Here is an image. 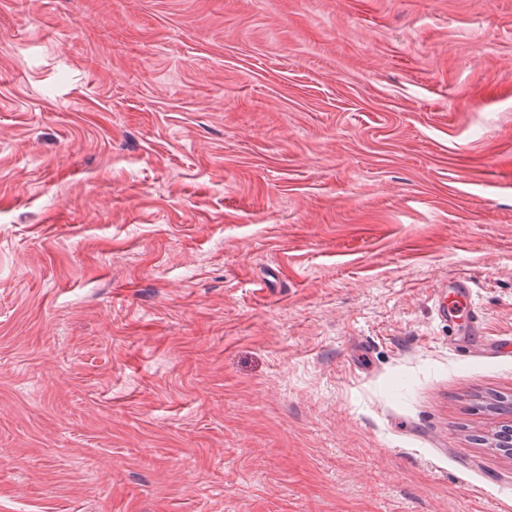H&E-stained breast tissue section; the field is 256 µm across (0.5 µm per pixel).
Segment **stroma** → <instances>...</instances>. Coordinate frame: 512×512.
I'll use <instances>...</instances> for the list:
<instances>
[{"instance_id":"stroma-1","label":"stroma","mask_w":512,"mask_h":512,"mask_svg":"<svg viewBox=\"0 0 512 512\" xmlns=\"http://www.w3.org/2000/svg\"><path fill=\"white\" fill-rule=\"evenodd\" d=\"M495 393L512 0H0V512H512ZM454 288L456 291V299L446 305L439 300L438 311L444 320H451L455 317V313H459L465 306L471 304V289L465 280L456 281Z\"/></svg>"}]
</instances>
